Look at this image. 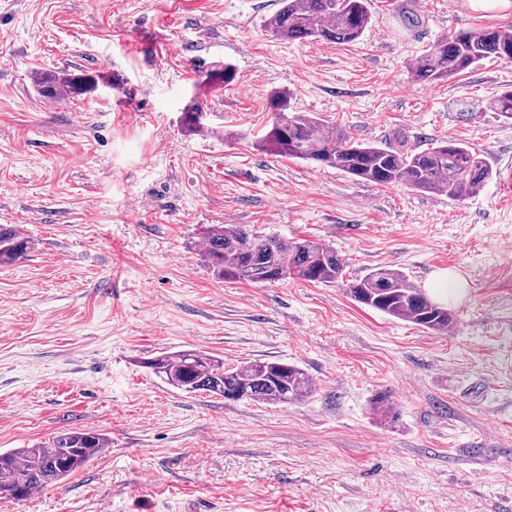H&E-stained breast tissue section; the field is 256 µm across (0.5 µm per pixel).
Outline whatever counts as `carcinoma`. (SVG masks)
I'll list each match as a JSON object with an SVG mask.
<instances>
[{"label": "carcinoma", "mask_w": 512, "mask_h": 512, "mask_svg": "<svg viewBox=\"0 0 512 512\" xmlns=\"http://www.w3.org/2000/svg\"><path fill=\"white\" fill-rule=\"evenodd\" d=\"M371 24L368 0H281L265 21V29L280 40L321 39L354 43ZM488 58L512 62V29L459 31L437 42L413 64L414 80L424 84L448 81ZM41 93L51 99L65 93L75 98L94 91L89 78L42 73ZM291 95L278 92L270 99L273 120L260 140L266 153L334 167L356 181L377 185L401 184L414 191L446 195L463 201L481 191L493 178L486 160L455 139L441 140L416 152L393 146L358 142L311 112H299ZM490 111L512 122V89L490 101ZM33 248L16 227L0 225V265L23 259ZM201 254L220 279L251 284L299 279L311 283H343L356 302L424 329L446 333L454 323L448 307L431 299L407 275L388 265L370 269L359 278L344 280V265L329 246L263 235L239 224H212L204 229ZM146 367L164 382L187 393L210 392L229 400L249 399L286 406L306 401L313 384L302 368L279 361H249L227 366L213 354L183 349L149 359ZM110 440L103 433L64 431L44 444L0 451V500H20L66 479L101 459Z\"/></svg>", "instance_id": "carcinoma-1"}]
</instances>
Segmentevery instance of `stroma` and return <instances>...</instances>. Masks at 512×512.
I'll list each match as a JSON object with an SVG mask.
<instances>
[{"label": "stroma", "mask_w": 512, "mask_h": 512, "mask_svg": "<svg viewBox=\"0 0 512 512\" xmlns=\"http://www.w3.org/2000/svg\"><path fill=\"white\" fill-rule=\"evenodd\" d=\"M279 6L0 0V224L35 241L0 266V450L69 430L112 441L0 512H512V123L488 109L512 63L432 85L410 72L445 35L512 27V8L369 0L370 26L338 45L275 40ZM225 64L231 84L201 79ZM37 70L98 88L48 99ZM278 91L365 142L457 139L498 178L455 201L268 155ZM211 224L329 245L348 279L390 265L429 293L456 273V322L437 334L338 284L215 278ZM185 348L294 363L316 391L273 407L185 394L144 366Z\"/></svg>", "instance_id": "35a3bbf8"}]
</instances>
